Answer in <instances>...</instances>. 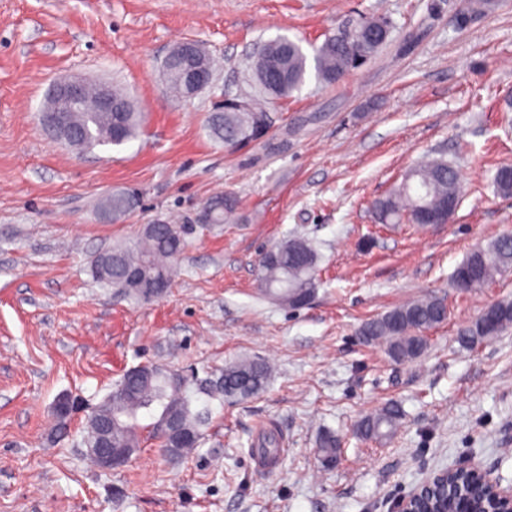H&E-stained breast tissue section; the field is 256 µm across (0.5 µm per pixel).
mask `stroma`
<instances>
[{
  "label": "stroma",
  "instance_id": "1",
  "mask_svg": "<svg viewBox=\"0 0 512 512\" xmlns=\"http://www.w3.org/2000/svg\"><path fill=\"white\" fill-rule=\"evenodd\" d=\"M392 26L383 49L337 84L308 78L270 101V140L227 150L206 128L215 100L253 93L248 62L280 35L321 44L359 17ZM203 45L216 81L176 99L162 63ZM80 75L123 87L143 114L137 139L77 153L36 113L50 86ZM443 158L460 177L448 223H379L376 200L413 165ZM512 0L483 12L465 0H0V512H389L432 471L471 461L512 483V330L472 349L462 327L512 300V271L463 292L451 275L468 252L512 234ZM141 195L102 219L116 189ZM234 194L232 221L204 224L205 202ZM185 225L167 293L136 304L91 273L94 257L156 219ZM308 240L319 281L282 306L258 290L262 253ZM445 300L418 361L360 343L359 326L408 301ZM269 362L265 391L214 405L194 455L172 461L143 440L126 467L98 469L80 446L84 415L51 439L65 392L98 405L130 367L198 371ZM388 403L403 413L387 443L357 421ZM287 438L274 469L247 441L263 423ZM330 431L341 460L322 468ZM318 456L321 460L322 466L328 465L329 462H336L340 460L341 449L340 441L336 438L335 434L325 432L320 434L317 441ZM336 448H339L336 454Z\"/></svg>",
  "mask_w": 512,
  "mask_h": 512
}]
</instances>
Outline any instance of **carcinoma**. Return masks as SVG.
<instances>
[{
    "mask_svg": "<svg viewBox=\"0 0 512 512\" xmlns=\"http://www.w3.org/2000/svg\"><path fill=\"white\" fill-rule=\"evenodd\" d=\"M390 32L386 21L369 18L355 29H339L327 36L308 56L301 43L286 36L263 42L257 49L262 65H253L252 78L259 96H250L251 111L240 112L222 108L210 113L207 120L209 135L227 147L260 141L255 134V120L267 113L259 97L279 100L301 91L309 72L323 83L333 84L342 76L371 60L386 43L383 33ZM84 107L70 115V123L82 139L83 149L98 146L120 147L134 140L140 129L141 113L124 91L112 87V99L124 107L122 137L113 138L110 127L95 111L89 92ZM461 184L454 166L435 158L412 167L397 188L375 201L374 209L383 223L403 219L420 224L425 217L447 211L448 203L460 200ZM139 202L133 192L115 191L105 197L102 210L111 212L116 220L129 215ZM237 199L217 195L206 202L212 223L222 224L234 212ZM186 246L185 232L178 224L166 220L150 233L129 243L112 247V265L102 262V255L92 261L96 281L112 289L118 296L144 301L143 294L126 281L129 270L171 284L170 261ZM317 256L303 239H289L268 250L260 261L259 287L266 297L282 305L299 307L309 300L316 289ZM512 269V235H503L487 246L473 250L456 267L452 280L464 272L474 274L472 287L479 288L496 275ZM497 313L495 333L486 329L484 315H479L464 327L457 341L473 348L492 335L501 336L512 329V301L493 303ZM447 319V309L440 299H422L395 307L385 314L366 320L357 331L369 344L382 343L389 358L396 363H408L420 358L428 346L425 332ZM272 367L259 358H245L224 367L218 373L197 374L187 378L179 370L155 363L141 365L135 374L123 373L105 400L87 415L82 443L98 437L97 422L112 419V445L115 448L138 449L142 431L146 430L158 447L166 449L164 456L179 459L194 450L203 439L202 427L211 415V401H244L262 393L269 381ZM147 415L151 423L142 426L139 417ZM402 413L388 405L362 419L357 431L365 438L387 440L399 427ZM283 438L274 428L257 434L249 452L269 463L277 461ZM336 435L325 432L317 441L322 465L336 461ZM429 507L431 512H493L489 496L470 490L466 480L451 481L442 487Z\"/></svg>",
    "mask_w": 512,
    "mask_h": 512,
    "instance_id": "carcinoma-1",
    "label": "carcinoma"
}]
</instances>
